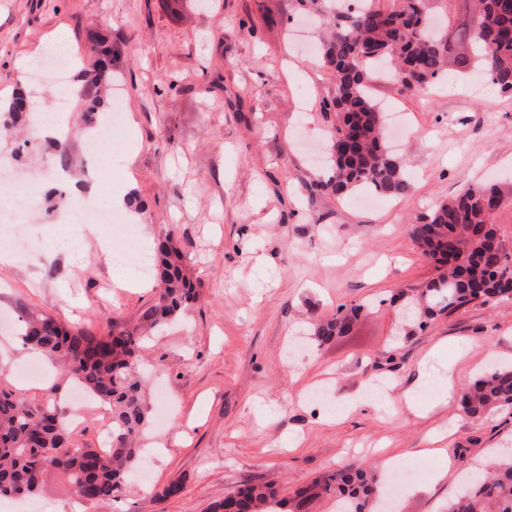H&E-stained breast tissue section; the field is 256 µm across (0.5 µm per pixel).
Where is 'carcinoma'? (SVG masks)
<instances>
[{
    "label": "carcinoma",
    "instance_id": "obj_1",
    "mask_svg": "<svg viewBox=\"0 0 512 512\" xmlns=\"http://www.w3.org/2000/svg\"><path fill=\"white\" fill-rule=\"evenodd\" d=\"M298 14H313L324 26L318 56L334 80V96L325 103L338 123L331 136L330 175L316 188L338 197L357 191L396 196L410 187L406 160L386 140L385 112L370 93L374 74L388 67L409 90H426L454 67H475L486 82L512 93V0H483L476 25L464 29L472 58L449 56L447 35L432 22L431 0H293ZM85 40L95 49L92 63L81 71L79 100L85 121L101 123L107 114L106 93L118 51L106 45L98 28ZM28 96L18 90L0 102L4 129L25 120ZM504 194L496 184H476L456 197L438 202L424 220L409 225L422 254L437 264L439 274L425 287L402 292L390 303L423 325L471 303L512 300V253L500 243L490 220ZM182 254L164 237L156 244L155 276L159 292L141 313L138 324L114 326L99 335L60 322L44 310L20 320L24 348L57 362L72 384L109 407L112 448L71 446V431L59 395L60 384L47 387L44 403H31L21 392L0 386V498L38 493L44 474L53 468L67 475L76 495L87 505L115 501L137 463V442L148 425L145 392L139 377V351L147 333L165 329L197 300L184 273ZM453 280L448 290L440 284ZM363 309L352 305L331 318L313 323L311 335L329 340L345 333ZM458 405L471 419L512 410V365L479 375L460 393ZM382 494L381 474L360 464L344 465L311 484L282 496L270 485L244 483L212 503L211 512H312L322 498L336 500V512H364ZM448 512H512V454L489 464L470 487L449 505Z\"/></svg>",
    "mask_w": 512,
    "mask_h": 512
}]
</instances>
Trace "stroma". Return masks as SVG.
Segmentation results:
<instances>
[{"instance_id":"stroma-1","label":"stroma","mask_w":512,"mask_h":512,"mask_svg":"<svg viewBox=\"0 0 512 512\" xmlns=\"http://www.w3.org/2000/svg\"><path fill=\"white\" fill-rule=\"evenodd\" d=\"M433 8L451 53L468 52L457 25L476 19L481 0ZM294 16L291 0H211L206 9L195 0H0L1 99L26 87L22 62L42 60L55 31L80 50L96 24L120 50L119 164L68 203L117 198L139 244L172 235L199 296L141 352L150 373L139 465L149 483L129 478L120 500L88 512H210L246 481L287 495L345 463L380 467L389 456L423 468L394 512H448L466 475L512 449V410L472 421L443 398L446 380L460 385L512 363V301L473 303L407 334L389 303L437 275L408 225L469 184H500L504 202L491 222L512 251V94L470 71L424 92L374 80L373 97L406 128L398 149L410 191L370 206L311 191L327 175L336 119L323 107L331 76L310 48L317 32L297 42ZM67 117V158L23 123L0 136V155L21 149L46 168L81 170L88 131L77 110ZM58 207L46 195L34 204L25 232L34 247L21 255L7 238L14 200L0 197V248L11 258L0 266V385L37 402L39 385L18 377L32 358L17 336L24 312L104 332L134 323L156 297L154 280L113 261L132 244L120 226L47 218ZM72 237L82 242L75 258L65 248ZM351 304L364 310L350 333L315 344L310 318ZM428 360L436 372L426 378ZM323 386L330 400L308 399ZM110 427L109 412L89 404L73 447H100ZM444 462L448 475L436 479Z\"/></svg>"}]
</instances>
